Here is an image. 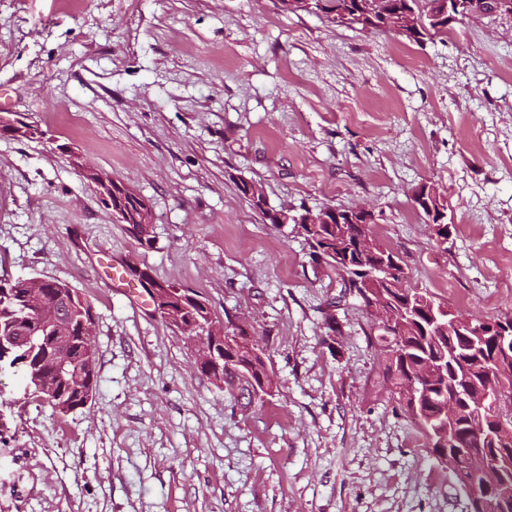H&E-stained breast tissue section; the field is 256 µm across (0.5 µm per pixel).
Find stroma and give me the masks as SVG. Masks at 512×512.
Instances as JSON below:
<instances>
[{
	"label": "stroma",
	"instance_id": "obj_1",
	"mask_svg": "<svg viewBox=\"0 0 512 512\" xmlns=\"http://www.w3.org/2000/svg\"><path fill=\"white\" fill-rule=\"evenodd\" d=\"M0 94L45 132L0 136V279L76 289L99 353L92 404L65 416L0 370V512H466L380 383L363 308L237 184L274 210L370 209L410 287L512 314V16L419 46L279 0H0ZM85 166L148 203L151 245ZM424 183L448 200L447 243L413 207ZM116 263L245 322L269 402L235 409L151 301L109 288Z\"/></svg>",
	"mask_w": 512,
	"mask_h": 512
}]
</instances>
